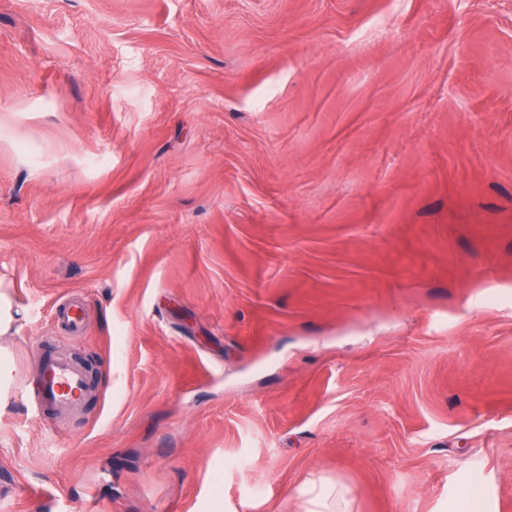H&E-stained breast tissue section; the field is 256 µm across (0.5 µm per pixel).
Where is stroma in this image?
<instances>
[{
	"label": "stroma",
	"instance_id": "1",
	"mask_svg": "<svg viewBox=\"0 0 512 512\" xmlns=\"http://www.w3.org/2000/svg\"><path fill=\"white\" fill-rule=\"evenodd\" d=\"M0 277V512H503L512 0H0ZM14 302L10 295V288L6 287L0 278V338L12 333L16 317ZM84 301L72 297L56 307V321L66 334L76 333L82 326L84 318ZM90 387L86 368L61 352L48 350L40 374L31 384L24 383L18 394L32 404L37 418L48 423L46 413L64 415L79 405ZM301 512H347L346 492L336 485L311 482L300 489Z\"/></svg>",
	"mask_w": 512,
	"mask_h": 512
}]
</instances>
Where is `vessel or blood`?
I'll return each instance as SVG.
<instances>
[{"label":"vessel or blood","mask_w":512,"mask_h":512,"mask_svg":"<svg viewBox=\"0 0 512 512\" xmlns=\"http://www.w3.org/2000/svg\"><path fill=\"white\" fill-rule=\"evenodd\" d=\"M84 302L74 297L56 308V321L64 333L78 332L84 318ZM90 387L86 368L63 353L46 351L38 378L19 387L18 393L32 404L37 418L63 415L79 405Z\"/></svg>","instance_id":"obj_1"}]
</instances>
